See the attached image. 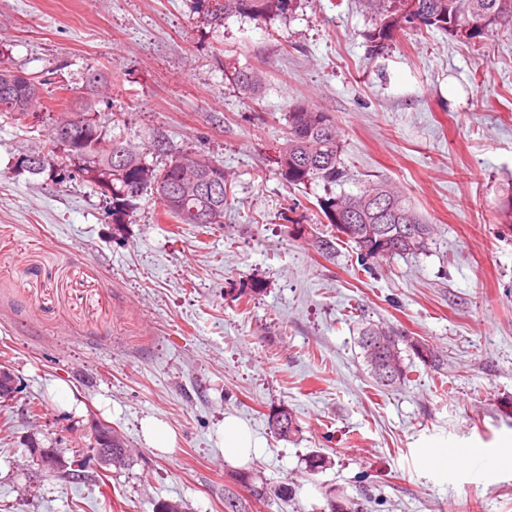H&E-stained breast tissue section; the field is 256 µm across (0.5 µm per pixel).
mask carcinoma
<instances>
[{"mask_svg":"<svg viewBox=\"0 0 512 512\" xmlns=\"http://www.w3.org/2000/svg\"><path fill=\"white\" fill-rule=\"evenodd\" d=\"M299 0H213L210 15L219 20L231 15H243L254 20L265 21L282 17L292 12ZM368 8L377 19L368 32L369 41L384 44L391 41L396 32L405 27L435 28L451 36H460L470 43H477L493 29L512 22V0H366ZM232 79L242 95L253 98L259 92L262 78L250 68L232 73ZM26 90L0 87V117L13 123L24 124L27 113L34 111L40 100L41 90L33 78H28ZM288 131L285 142L278 152L279 174L289 186H300L319 182L326 191L319 206L335 227L336 235L327 238L315 234V228L301 224L292 228L297 236H311L315 250L324 257L336 251V240L344 236L355 243L358 255L363 260L386 258L394 255H416L427 249L433 227L425 223L400 192L384 182H370L357 195L336 194L333 188L349 178V172L341 162L340 139L332 114L322 112L304 102L288 106ZM77 121L71 124L74 141L65 142L56 138V128L64 120L59 116L49 130L42 149L35 153L37 165L34 173H41L52 166L55 149L59 146L76 157L94 160L93 172L101 177L100 183L111 191L112 215L124 213L141 191L150 187L162 176L165 169L148 165L143 154L123 143L115 136H108L100 119L93 116L92 104L88 101L75 112ZM94 134V140H112V158L99 152L93 144H77L84 131ZM125 155L124 161H116L117 153ZM199 154H179L180 165L167 171L169 177L178 181L181 175L194 174V159ZM210 174L218 179L219 193L198 196L186 207L178 210L167 208L160 201L164 214L179 224H222L224 210L229 202L228 178L224 166L209 160ZM412 225L417 238L409 241L406 226ZM379 232L370 236L367 228ZM358 345L375 383L380 387L396 388L407 380V366L402 353L420 359L424 365L436 370L443 364L439 351L423 341L406 336L392 328L370 325L361 328ZM272 431L283 439L291 438L300 431L295 415L288 408L277 409L270 416ZM250 505L231 488L224 489V512H249ZM326 512H363L362 503L330 496L326 501Z\"/></svg>","mask_w":512,"mask_h":512,"instance_id":"1","label":"carcinoma"}]
</instances>
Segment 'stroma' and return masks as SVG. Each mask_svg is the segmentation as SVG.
Wrapping results in <instances>:
<instances>
[{
    "label": "stroma",
    "instance_id": "1",
    "mask_svg": "<svg viewBox=\"0 0 512 512\" xmlns=\"http://www.w3.org/2000/svg\"><path fill=\"white\" fill-rule=\"evenodd\" d=\"M373 26L364 0L219 25L204 0H0V56L47 89L38 122L0 118V366L17 382L0 406V512H224L240 469L268 488L252 512H323L331 491L366 512H512V25L477 46L408 28L382 48ZM244 67L263 76L252 99L230 78ZM91 70L108 78L95 93ZM89 97L149 164L223 163V223H176L147 190L116 224L87 161L18 165ZM296 101L333 115L343 191L397 185L434 227L426 251L362 263L340 241L328 260L287 236L330 229L322 185L287 186L275 163ZM363 322L433 345L442 371L413 357L405 385L379 389ZM281 407L302 427L288 441L268 426ZM228 414L261 443L240 469L219 447ZM151 416L170 452L145 442ZM95 421L124 436L129 468L36 477L30 441L69 457ZM314 452L329 460L315 474ZM142 430L147 443L152 448L168 451L173 448V434L159 417H148L142 422Z\"/></svg>",
    "mask_w": 512,
    "mask_h": 512
}]
</instances>
